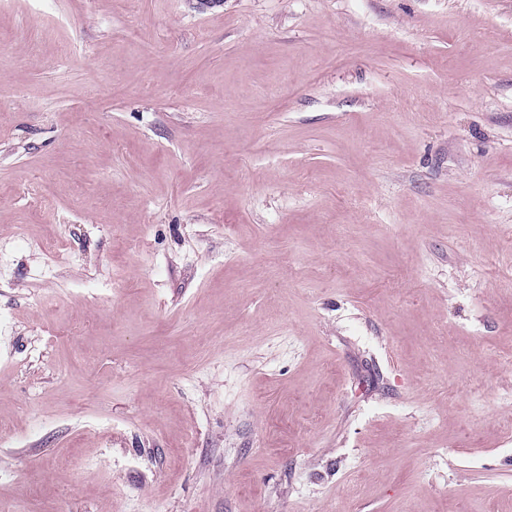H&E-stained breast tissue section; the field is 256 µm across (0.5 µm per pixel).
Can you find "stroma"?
I'll list each match as a JSON object with an SVG mask.
<instances>
[{"label": "stroma", "instance_id": "35a3bbf8", "mask_svg": "<svg viewBox=\"0 0 512 512\" xmlns=\"http://www.w3.org/2000/svg\"><path fill=\"white\" fill-rule=\"evenodd\" d=\"M0 512H512V0H0Z\"/></svg>", "mask_w": 512, "mask_h": 512}]
</instances>
